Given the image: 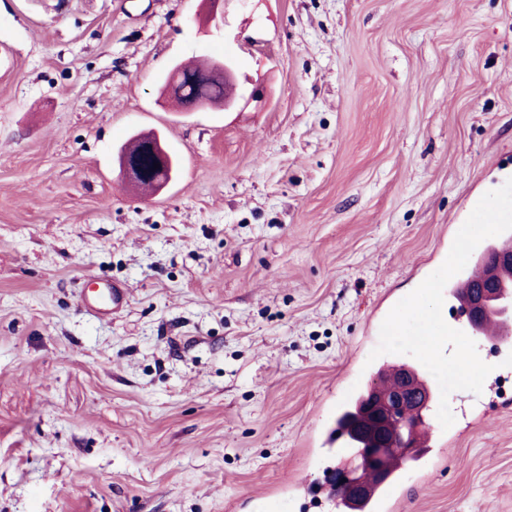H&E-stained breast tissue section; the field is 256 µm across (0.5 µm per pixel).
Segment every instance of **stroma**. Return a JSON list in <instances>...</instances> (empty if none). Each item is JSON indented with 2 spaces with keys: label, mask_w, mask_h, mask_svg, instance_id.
Listing matches in <instances>:
<instances>
[{
  "label": "stroma",
  "mask_w": 512,
  "mask_h": 512,
  "mask_svg": "<svg viewBox=\"0 0 512 512\" xmlns=\"http://www.w3.org/2000/svg\"><path fill=\"white\" fill-rule=\"evenodd\" d=\"M0 0V512H330L336 415L412 353L477 199L512 216V0ZM232 57L227 111L172 65ZM261 86V99L250 98ZM180 160L143 199L117 152ZM128 304L81 306L100 281ZM397 297L400 337H368ZM447 383L384 512H512V358ZM209 63L210 61L203 65H182V76L179 88L183 91L185 96H207L208 98H224V100L215 101L207 98H188L183 96L181 90L178 94H175L173 87H171L170 90L169 87L164 85L165 96L173 104L175 112H198L214 105L222 106L225 111L235 105L236 93L232 96H224V93L229 91V88L224 87V84L232 86L235 90L237 88V75L230 59L216 58L211 61L212 69L224 75V82L219 79H208L206 82L198 83L194 79L197 74L209 69Z\"/></svg>",
  "instance_id": "35a3bbf8"
}]
</instances>
